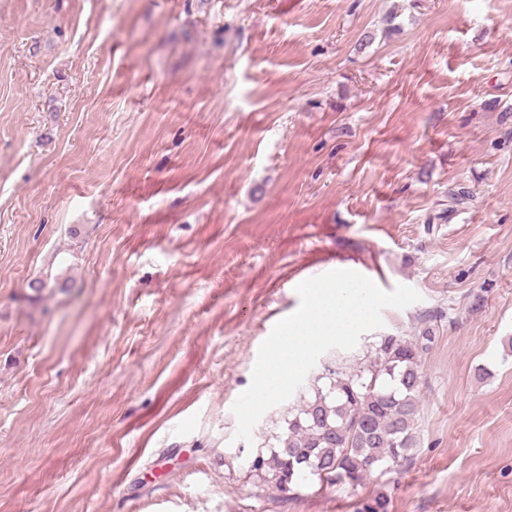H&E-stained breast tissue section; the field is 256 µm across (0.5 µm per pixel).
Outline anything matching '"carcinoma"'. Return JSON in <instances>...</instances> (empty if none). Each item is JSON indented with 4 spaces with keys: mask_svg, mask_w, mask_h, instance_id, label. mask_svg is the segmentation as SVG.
I'll list each match as a JSON object with an SVG mask.
<instances>
[{
    "mask_svg": "<svg viewBox=\"0 0 512 512\" xmlns=\"http://www.w3.org/2000/svg\"><path fill=\"white\" fill-rule=\"evenodd\" d=\"M435 339L425 322L413 336L381 337L363 367L331 373L328 386L295 409L253 470L283 493L310 475L354 490L374 468L408 460L417 445L421 358Z\"/></svg>",
    "mask_w": 512,
    "mask_h": 512,
    "instance_id": "obj_1",
    "label": "carcinoma"
}]
</instances>
